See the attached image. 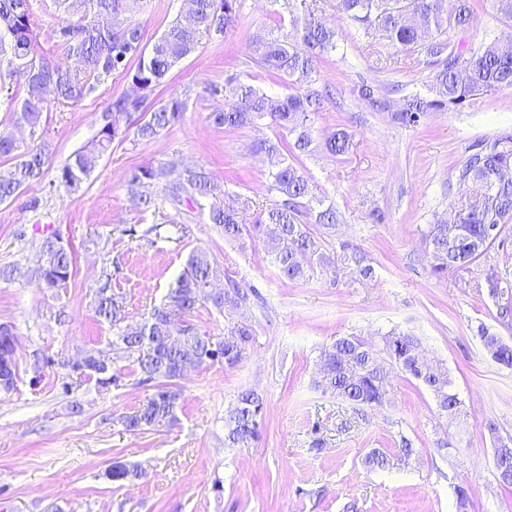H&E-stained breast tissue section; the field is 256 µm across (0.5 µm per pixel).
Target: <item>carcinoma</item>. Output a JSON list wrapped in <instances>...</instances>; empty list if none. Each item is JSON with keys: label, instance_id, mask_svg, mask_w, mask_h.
Wrapping results in <instances>:
<instances>
[{"label": "carcinoma", "instance_id": "carcinoma-1", "mask_svg": "<svg viewBox=\"0 0 512 512\" xmlns=\"http://www.w3.org/2000/svg\"><path fill=\"white\" fill-rule=\"evenodd\" d=\"M182 2L192 21L177 18L153 43L146 44L142 23L136 17L138 0H53L60 21L52 36L67 56L76 59L78 67L73 70L40 52L29 0H0V64L6 65L10 78L9 83H0V102L7 103L13 124L35 127L40 123L48 106V87L55 103L62 106L78 103L94 89V82L116 71L139 90L134 97H112L96 136L58 169V183L67 190L78 191L114 140L124 138L121 120L136 119V135L146 140L157 137L182 117L186 102L179 97L149 108L145 101L168 81L181 61L198 50L203 38H226L235 26L240 7L238 0ZM299 2L304 0H283L288 24H279L275 34H259L253 39L257 64L299 91L274 98L233 74L224 79V85L207 87L211 94L233 100L230 107L212 113L215 124L238 128L267 119L291 136L287 145L267 138L252 146L254 152L272 162L268 185L272 204L257 212L248 225L241 210L224 206V184L202 167L182 168L175 160L160 166H141L126 180L128 194L145 211H156L167 203L190 207L206 199L210 201L209 219L221 227L225 240L238 241L252 230L263 232L278 269L291 281L307 277L314 270V260L324 258L310 225L332 229L340 223L341 214L333 204L313 193L308 177L288 161V156L297 158L318 148L344 155L352 140L344 129L326 132L319 140L315 137L314 116L330 97L329 89L319 85L318 64L336 51L337 33L312 9H299ZM336 9L361 29H380L398 52L420 48L429 57V64L436 67L432 95H412L393 113V119L402 125H417L426 113L458 107L481 92L512 87L511 49L492 41L466 55L450 49L448 39L442 38L449 28L468 25L471 0H336ZM0 157L14 160L10 169L0 173L2 204L43 175L49 150L44 146L24 148L10 133L0 132ZM148 182L161 185L163 194L142 193L141 188ZM457 183L471 188L472 196L454 227L431 224L425 233L432 269L438 274L472 264L496 242L504 241V235L512 230V136L473 145L472 153L457 170ZM490 226L499 227L494 239L487 234ZM336 260L364 280L375 275L371 261L354 245L341 244ZM73 261V253L59 236L45 238L37 270L39 284L55 288L66 282ZM219 276V269L207 252L191 251L164 303L151 310L139 333L122 327L124 305L111 288V274H105V281L95 290L97 318L112 327L116 343L135 366L140 382L152 389L137 410L119 418L126 431L136 433L176 423L181 398L176 381L184 372L208 367L205 355L220 352V363L227 367H234L243 359L253 340L251 326L236 324L224 335L214 336L200 332L190 320L203 304L222 313L239 308L248 299L247 290L233 281L221 294H210ZM487 284L491 298L506 299L497 305V320L512 323V283L490 278ZM478 337L492 361L512 368V344L484 327L478 329ZM382 340L381 348L356 337L336 340L328 348V357L321 359L318 384L365 417L384 403L388 361L392 368L421 381L430 390L440 414H458L461 401L453 391L448 372L429 369L417 337L390 332ZM83 358L86 363L80 370L73 358L51 359L46 365L63 371V387L67 391L71 380L82 378L95 380L101 388L124 386L125 374L114 368L109 353L87 351L78 356ZM16 376L13 350L0 345V391L13 390ZM262 412L263 402L258 394L250 390L239 393L226 418L227 441L237 445L258 438ZM142 476L138 467L122 462L112 463L106 471V477L117 483Z\"/></svg>", "mask_w": 512, "mask_h": 512}]
</instances>
